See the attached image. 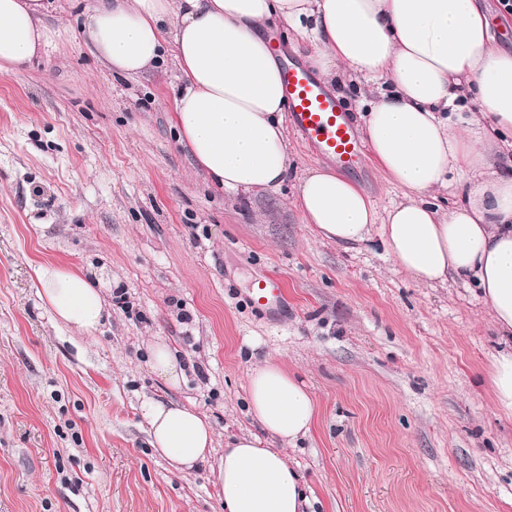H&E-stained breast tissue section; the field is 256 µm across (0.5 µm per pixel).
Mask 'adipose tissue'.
I'll return each mask as SVG.
<instances>
[{
    "label": "adipose tissue",
    "mask_w": 512,
    "mask_h": 512,
    "mask_svg": "<svg viewBox=\"0 0 512 512\" xmlns=\"http://www.w3.org/2000/svg\"><path fill=\"white\" fill-rule=\"evenodd\" d=\"M48 0H0V72L21 70L53 43ZM280 20L305 34L325 82L375 83L361 132L372 160L404 191L378 212L351 180L318 164L295 201L325 241H365L379 229L390 256L424 285L474 281L504 337H512V52L500 50L476 0H98L80 37L112 72L138 75L171 45L181 71L179 140L225 192L278 188L288 175L281 68L266 31ZM459 195L441 211L437 193ZM53 318L83 333L105 317L99 283L73 270H36ZM260 433L229 439L217 464L224 512H310L313 492L285 451L309 434L313 400L279 364L248 379ZM150 443L180 470L206 461L213 429L194 409L144 406Z\"/></svg>",
    "instance_id": "obj_1"
}]
</instances>
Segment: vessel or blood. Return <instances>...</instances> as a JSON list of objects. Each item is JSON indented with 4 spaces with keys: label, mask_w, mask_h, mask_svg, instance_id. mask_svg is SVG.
Segmentation results:
<instances>
[{
    "label": "vessel or blood",
    "mask_w": 512,
    "mask_h": 512,
    "mask_svg": "<svg viewBox=\"0 0 512 512\" xmlns=\"http://www.w3.org/2000/svg\"><path fill=\"white\" fill-rule=\"evenodd\" d=\"M282 78L288 126L293 134L316 155L332 160L338 168L356 169L364 146L335 94L308 67L292 61L284 65ZM284 298L282 281L269 274L259 277L250 291L252 306L261 312L277 309Z\"/></svg>",
    "instance_id": "1"
}]
</instances>
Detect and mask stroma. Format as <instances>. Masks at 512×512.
Masks as SVG:
<instances>
[{
    "label": "stroma",
    "mask_w": 512,
    "mask_h": 512,
    "mask_svg": "<svg viewBox=\"0 0 512 512\" xmlns=\"http://www.w3.org/2000/svg\"><path fill=\"white\" fill-rule=\"evenodd\" d=\"M95 4L54 0L53 47L0 73V512H224L217 463L254 429L248 377L268 361L316 405L289 451L316 512H512L500 336L476 288L416 283L376 230L319 239L292 203L317 161L296 136L279 190L217 187L173 124V54L114 75L73 36ZM350 178L378 211L404 199L370 158ZM40 265L100 281L99 331L54 320ZM266 273L286 299L259 314L247 294ZM156 341L184 358L179 387L153 373ZM151 401L210 420L208 463L179 471L151 448ZM490 380L497 408L512 415V344L493 356Z\"/></svg>",
    "instance_id": "obj_1"
}]
</instances>
